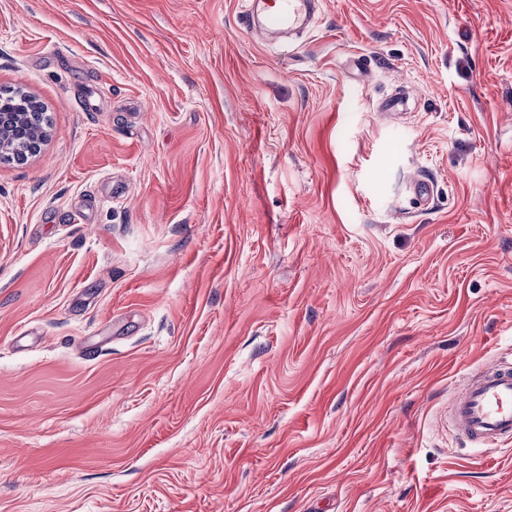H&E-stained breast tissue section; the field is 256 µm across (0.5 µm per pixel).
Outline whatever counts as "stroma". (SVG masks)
Segmentation results:
<instances>
[{
  "label": "stroma",
  "instance_id": "1",
  "mask_svg": "<svg viewBox=\"0 0 512 512\" xmlns=\"http://www.w3.org/2000/svg\"><path fill=\"white\" fill-rule=\"evenodd\" d=\"M242 17L0 0L49 131L0 159V512H512L442 421L512 353V0ZM322 0H268L262 26L285 33L307 28L320 10Z\"/></svg>",
  "mask_w": 512,
  "mask_h": 512
}]
</instances>
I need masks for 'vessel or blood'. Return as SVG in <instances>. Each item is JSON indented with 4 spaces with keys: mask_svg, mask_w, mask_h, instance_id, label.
<instances>
[{
    "mask_svg": "<svg viewBox=\"0 0 512 512\" xmlns=\"http://www.w3.org/2000/svg\"><path fill=\"white\" fill-rule=\"evenodd\" d=\"M322 0H266L262 25L285 33L307 28ZM459 437L483 447L512 441V361L500 357L466 376L446 417Z\"/></svg>",
    "mask_w": 512,
    "mask_h": 512,
    "instance_id": "1",
    "label": "vessel or blood"
}]
</instances>
